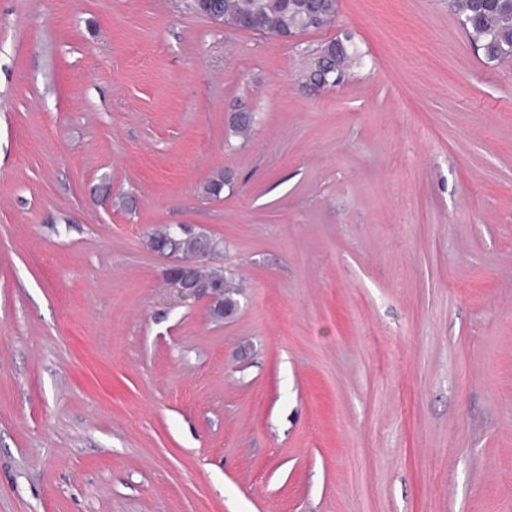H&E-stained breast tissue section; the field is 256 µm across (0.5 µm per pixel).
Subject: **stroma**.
Masks as SVG:
<instances>
[{
	"label": "stroma",
	"instance_id": "1",
	"mask_svg": "<svg viewBox=\"0 0 512 512\" xmlns=\"http://www.w3.org/2000/svg\"><path fill=\"white\" fill-rule=\"evenodd\" d=\"M165 224L220 241L235 318L177 295ZM0 512H512V59L448 0L295 44L0 0ZM336 39L320 46L321 49L307 72L310 78L316 76L318 71L326 64L331 67V69L335 70L336 74H340L338 82L348 76V64L352 63V60L356 57L357 51L351 36L346 35L343 39ZM336 74L329 76L330 70L325 71L319 81H309L306 85L316 91L324 90L329 86L336 85L335 83L338 78Z\"/></svg>",
	"mask_w": 512,
	"mask_h": 512
}]
</instances>
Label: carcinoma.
Here are the masks:
<instances>
[{"mask_svg": "<svg viewBox=\"0 0 512 512\" xmlns=\"http://www.w3.org/2000/svg\"><path fill=\"white\" fill-rule=\"evenodd\" d=\"M476 2L478 0H456L459 24L472 46L482 51L489 62L512 58V0H492L484 7L476 5ZM217 6L224 10L225 24L272 36L308 33L314 28L311 23L313 16L337 13L336 0H218ZM356 54L352 37L332 40L321 45L308 73L314 77L327 65L343 80L348 76V64ZM254 123L255 117L251 112H236L230 118L231 131L245 141L252 136ZM219 245V241L205 232L198 237L184 236L178 243L186 254L216 250ZM210 275L214 276L215 287L224 290L227 316L234 315L238 308L235 279L222 269H215Z\"/></svg>", "mask_w": 512, "mask_h": 512, "instance_id": "carcinoma-1", "label": "carcinoma"}]
</instances>
